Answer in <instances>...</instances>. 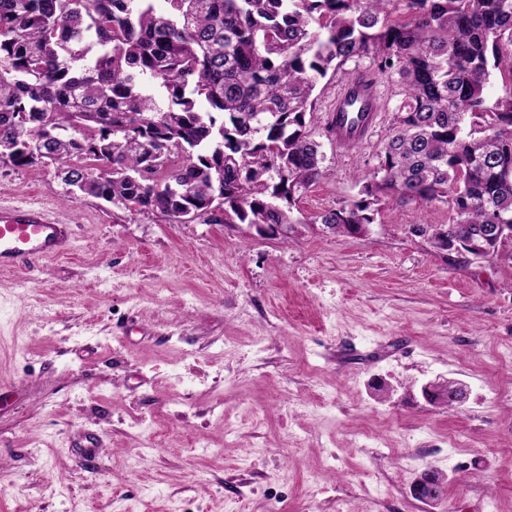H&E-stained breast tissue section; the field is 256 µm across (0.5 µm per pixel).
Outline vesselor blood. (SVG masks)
<instances>
[{
	"label": "vessel or blood",
	"mask_w": 512,
	"mask_h": 512,
	"mask_svg": "<svg viewBox=\"0 0 512 512\" xmlns=\"http://www.w3.org/2000/svg\"><path fill=\"white\" fill-rule=\"evenodd\" d=\"M384 119L376 81L366 73L344 79L326 106L325 120L337 152L366 141ZM72 225L41 204L0 202V268H31L67 254Z\"/></svg>",
	"instance_id": "b4317fda"
}]
</instances>
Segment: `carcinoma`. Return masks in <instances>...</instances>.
<instances>
[{
  "instance_id": "carcinoma-1",
  "label": "carcinoma",
  "mask_w": 512,
  "mask_h": 512,
  "mask_svg": "<svg viewBox=\"0 0 512 512\" xmlns=\"http://www.w3.org/2000/svg\"><path fill=\"white\" fill-rule=\"evenodd\" d=\"M362 58L402 88L392 134L314 221L414 202L512 231V0H0V161L178 223L300 224L322 80Z\"/></svg>"
}]
</instances>
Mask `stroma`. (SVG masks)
Returning <instances> with one entry per match:
<instances>
[{"instance_id": "stroma-1", "label": "stroma", "mask_w": 512, "mask_h": 512, "mask_svg": "<svg viewBox=\"0 0 512 512\" xmlns=\"http://www.w3.org/2000/svg\"><path fill=\"white\" fill-rule=\"evenodd\" d=\"M390 128L341 155L314 113L324 175L284 238L0 162V200L75 230L43 272L0 270V512H512V262L412 234L440 204L382 205L364 237L316 221ZM446 378L462 406L424 399ZM429 469L435 505L410 492Z\"/></svg>"}]
</instances>
